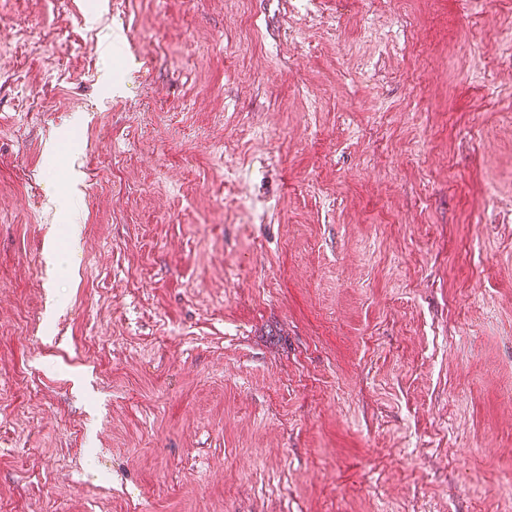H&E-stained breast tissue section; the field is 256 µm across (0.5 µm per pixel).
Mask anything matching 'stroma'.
Listing matches in <instances>:
<instances>
[{
	"mask_svg": "<svg viewBox=\"0 0 512 512\" xmlns=\"http://www.w3.org/2000/svg\"><path fill=\"white\" fill-rule=\"evenodd\" d=\"M0 512H512V0H0Z\"/></svg>",
	"mask_w": 512,
	"mask_h": 512,
	"instance_id": "stroma-1",
	"label": "stroma"
}]
</instances>
